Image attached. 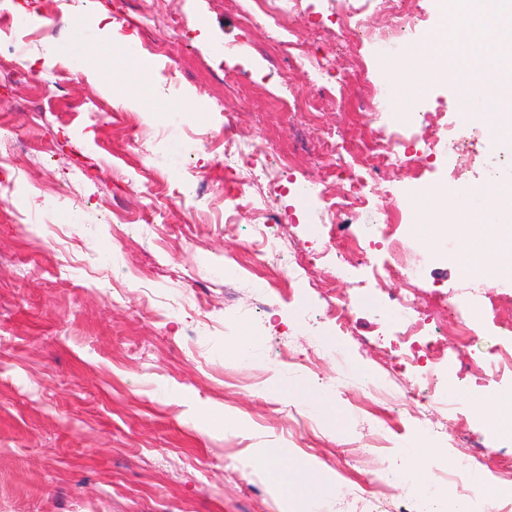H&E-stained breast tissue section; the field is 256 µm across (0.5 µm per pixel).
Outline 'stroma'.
<instances>
[{
	"mask_svg": "<svg viewBox=\"0 0 512 512\" xmlns=\"http://www.w3.org/2000/svg\"><path fill=\"white\" fill-rule=\"evenodd\" d=\"M353 8L360 22L385 29L374 0H308L294 32L326 75L288 67L256 31L245 44L239 15L227 0H38L33 22L0 32V62L24 47L50 91L0 72V125L27 134L36 150L18 154L0 186V512H372L371 477H379L384 512H410L412 494L398 484L408 448L422 451L425 470L449 469L467 448L415 436L410 397L430 396L436 422H463L492 451L479 465L486 486L503 487L512 466V428L494 431L478 419L474 397L512 396V306L489 310L483 286L448 264L455 239L424 242L417 226L426 190L487 181L493 157L486 129L466 122L451 88L411 81L376 44L346 41L331 19ZM132 35L154 58L148 75L127 57L102 53L104 24ZM81 39L91 65L115 79L113 93L46 49ZM238 44L235 56L224 54ZM294 89L322 97L312 118L284 112L264 88L269 67ZM376 90L390 110L376 128L402 133L417 149L358 210L352 231L372 247L350 253V277L333 279L328 230L320 205L300 196L322 178L327 192L344 175L328 168L323 144L335 133L356 141L368 118L359 101ZM139 99L145 113L114 108L113 95ZM201 99L205 111H180ZM232 122L243 142H266L295 161L287 180L272 178L265 199L280 216L275 230L298 240V263L313 284L288 291L287 262L250 256L253 222L246 206L229 210L237 186L215 158L204 133L222 137ZM465 137L466 162L451 153L427 155L439 128ZM166 153L167 169L151 165ZM402 204L396 249L380 227ZM422 269L414 288L431 315L419 343L440 352L431 391L402 365L403 349L389 315L403 280L372 282V270L393 263ZM276 281L265 308L256 289ZM362 294L349 331L326 313L328 296ZM486 307L468 345L448 326L449 297ZM190 304L169 318L166 299ZM260 342L261 359L244 365L231 355L236 339ZM483 370L468 383L462 364ZM347 369L363 379L391 378L393 392L367 403L359 385L335 392L331 416L312 412L281 383L320 390L323 377ZM238 417L234 431L213 412ZM257 448L303 463L331 490L320 503L283 499L243 464Z\"/></svg>",
	"mask_w": 512,
	"mask_h": 512,
	"instance_id": "stroma-1",
	"label": "stroma"
}]
</instances>
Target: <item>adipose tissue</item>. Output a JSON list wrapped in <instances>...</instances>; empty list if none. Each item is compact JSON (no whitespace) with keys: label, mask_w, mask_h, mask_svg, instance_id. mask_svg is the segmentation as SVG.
Instances as JSON below:
<instances>
[{"label":"adipose tissue","mask_w":512,"mask_h":512,"mask_svg":"<svg viewBox=\"0 0 512 512\" xmlns=\"http://www.w3.org/2000/svg\"><path fill=\"white\" fill-rule=\"evenodd\" d=\"M438 24L415 53L429 59V79L451 82L470 123L495 115L498 141L512 144V0H436ZM495 15V28L486 18ZM445 190L435 191L420 230L425 239L462 231L451 260L459 271L496 283L512 275V178H499L493 189L463 193L446 208Z\"/></svg>","instance_id":"1"}]
</instances>
